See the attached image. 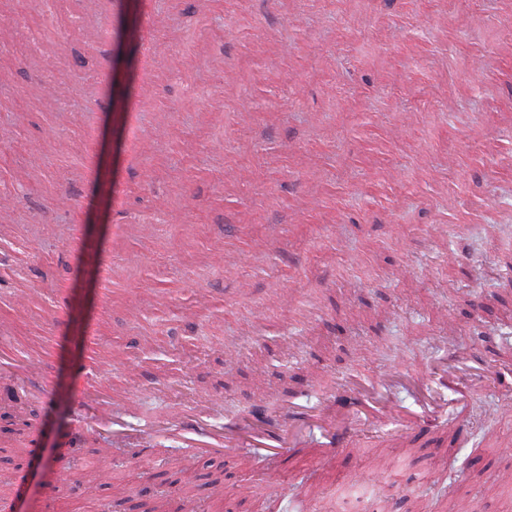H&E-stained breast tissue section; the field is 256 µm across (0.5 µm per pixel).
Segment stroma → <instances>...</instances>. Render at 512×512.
Segmentation results:
<instances>
[{"mask_svg": "<svg viewBox=\"0 0 512 512\" xmlns=\"http://www.w3.org/2000/svg\"><path fill=\"white\" fill-rule=\"evenodd\" d=\"M0 210V512H512V0H0ZM350 388L442 426L324 457ZM263 435H253L247 438H224V443L216 442L215 437L208 432L198 421L189 433L193 435L190 438L191 448L197 455H208L218 452L223 448L224 453H234L237 455H263L278 457L288 453L291 448V441L282 438L279 434H271L261 430ZM254 441L271 448H256Z\"/></svg>", "mask_w": 512, "mask_h": 512, "instance_id": "obj_1", "label": "stroma"}]
</instances>
